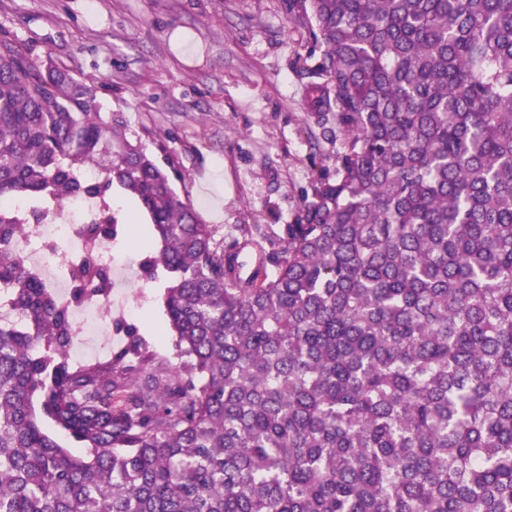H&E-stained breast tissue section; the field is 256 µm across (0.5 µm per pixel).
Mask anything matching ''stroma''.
I'll list each match as a JSON object with an SVG mask.
<instances>
[{
	"label": "stroma",
	"instance_id": "stroma-1",
	"mask_svg": "<svg viewBox=\"0 0 512 512\" xmlns=\"http://www.w3.org/2000/svg\"><path fill=\"white\" fill-rule=\"evenodd\" d=\"M294 0H0V35L32 59L52 60L92 86L103 115L122 113L205 224L225 234L250 224L267 237L295 223L322 170H335L344 140L319 122L307 90L321 51L295 21ZM134 264L119 294L149 297L132 323L158 362L173 364L158 298Z\"/></svg>",
	"mask_w": 512,
	"mask_h": 512
}]
</instances>
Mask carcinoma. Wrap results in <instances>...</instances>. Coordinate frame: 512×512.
Returning a JSON list of instances; mask_svg holds the SVG:
<instances>
[{"instance_id":"obj_1","label":"carcinoma","mask_w":512,"mask_h":512,"mask_svg":"<svg viewBox=\"0 0 512 512\" xmlns=\"http://www.w3.org/2000/svg\"><path fill=\"white\" fill-rule=\"evenodd\" d=\"M300 9L323 47L310 108L345 151L247 277L251 225L224 244L122 113L0 37V291L20 316L0 319V512H512V0ZM116 187L148 218L140 279L172 276L175 364L128 330L74 366L69 305L27 263L52 203L94 201L87 238L129 235ZM63 275L73 303L111 290L105 268ZM34 406L35 411L38 416V418L43 423L46 430L55 435L58 439V441L65 447L69 448L74 453H80L82 452L83 448L80 447V445L75 442L70 436L65 434L60 428H58L54 422L49 419L47 416H45L41 411L40 401L38 397L34 398Z\"/></svg>"}]
</instances>
